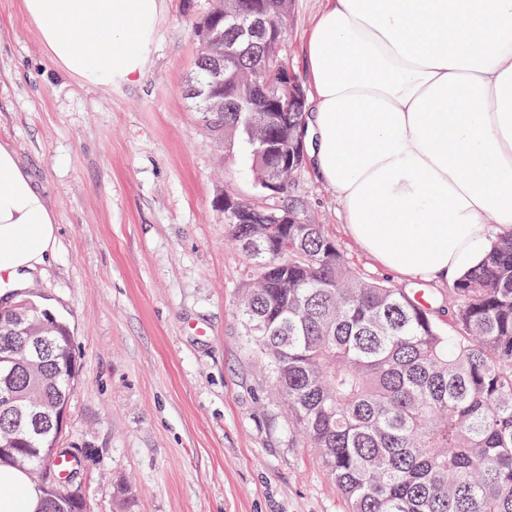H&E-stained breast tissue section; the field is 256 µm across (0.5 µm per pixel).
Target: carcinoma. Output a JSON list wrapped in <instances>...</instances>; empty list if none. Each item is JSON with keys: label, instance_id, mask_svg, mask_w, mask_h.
<instances>
[{"label": "carcinoma", "instance_id": "carcinoma-1", "mask_svg": "<svg viewBox=\"0 0 512 512\" xmlns=\"http://www.w3.org/2000/svg\"><path fill=\"white\" fill-rule=\"evenodd\" d=\"M264 2L288 20L290 0H224L197 28L221 27L223 13ZM280 38L260 33L224 64V111L203 118L243 146L262 201L224 213L231 241L247 258L237 314L263 358L272 388L304 444L320 450L349 512H512V230L487 261L448 287V332L434 312L402 290L351 269L301 204L283 205L263 187L274 158L256 129L278 92ZM268 95L256 94L255 73ZM296 112L271 113L270 132ZM291 224H265L271 213ZM17 326L0 316V461L26 457L47 512H87L74 484L43 481L55 467L53 413L67 405L77 377L68 324L23 296ZM44 414L36 430L24 416Z\"/></svg>", "mask_w": 512, "mask_h": 512}]
</instances>
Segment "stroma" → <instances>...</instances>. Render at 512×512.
I'll return each mask as SVG.
<instances>
[{
    "label": "stroma",
    "instance_id": "1",
    "mask_svg": "<svg viewBox=\"0 0 512 512\" xmlns=\"http://www.w3.org/2000/svg\"><path fill=\"white\" fill-rule=\"evenodd\" d=\"M215 0H164L134 84L84 85L49 60L21 0H0V143L58 220L29 289L75 336L78 379L60 449L90 512H347L318 452L270 395L235 305L246 264L219 208L257 197L240 151L213 142L189 90L194 22ZM322 0H291L279 55L308 84L304 45ZM363 276L422 290L447 326V283L383 269L349 235L311 165L289 192Z\"/></svg>",
    "mask_w": 512,
    "mask_h": 512
}]
</instances>
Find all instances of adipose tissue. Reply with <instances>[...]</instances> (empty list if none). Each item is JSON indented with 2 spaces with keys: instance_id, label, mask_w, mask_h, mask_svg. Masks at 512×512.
Here are the masks:
<instances>
[{
  "instance_id": "1",
  "label": "adipose tissue",
  "mask_w": 512,
  "mask_h": 512,
  "mask_svg": "<svg viewBox=\"0 0 512 512\" xmlns=\"http://www.w3.org/2000/svg\"><path fill=\"white\" fill-rule=\"evenodd\" d=\"M163 0H22L54 65L138 81ZM308 38L305 143L351 236L385 269L454 282L512 228V0H323ZM57 219L0 145V290L43 272ZM0 465V512H39Z\"/></svg>"
}]
</instances>
